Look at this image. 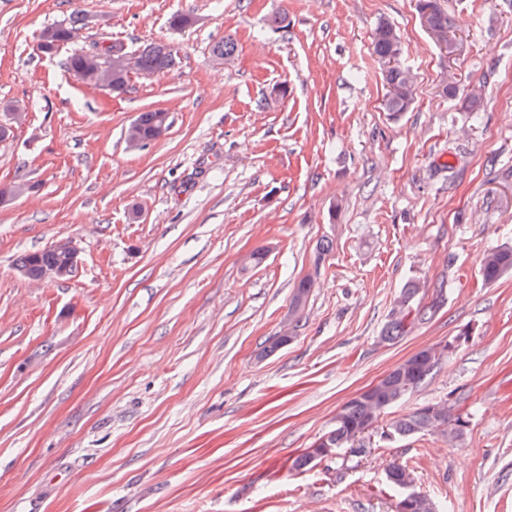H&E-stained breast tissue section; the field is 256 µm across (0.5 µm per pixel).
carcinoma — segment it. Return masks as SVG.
I'll use <instances>...</instances> for the list:
<instances>
[{"mask_svg": "<svg viewBox=\"0 0 512 512\" xmlns=\"http://www.w3.org/2000/svg\"><path fill=\"white\" fill-rule=\"evenodd\" d=\"M431 7L430 22L433 32L430 33L432 41L441 38L448 39L453 32L454 22L443 10L437 0L429 2ZM87 25V19L80 13H75L67 24L45 28L40 37L57 42L61 45L74 41L78 31ZM372 47L374 54L386 64L384 80L387 85L385 108L394 117L407 111L414 94V77L407 69L399 64H390L393 57L400 55L401 45L399 36L394 27L381 21L372 34ZM114 46H96L88 51H80L69 57L65 68L82 81L94 86L111 90L121 94L129 86L131 75L119 73L110 76L104 72H97L102 56L109 54ZM236 43L233 38L226 37L216 43L212 54L216 58L230 59L235 56ZM177 53L169 45L162 42H150L137 50L139 64L155 73H163L171 69L176 62ZM134 128L148 138H159L169 128L168 113L163 111H149L140 113L133 121ZM65 255L55 247L42 249L22 255L18 266L22 270L35 273L44 268H53L64 264ZM480 271L488 282L498 280L505 274L512 272V249L491 248L487 250L480 261ZM419 288L412 285L404 289L396 301L392 318L384 329L383 339L393 341L404 336L417 323L426 321L431 313L429 309H412L411 301L418 293ZM444 356L439 350L423 358L417 356L405 360L389 371L387 377L373 390L364 391L350 401L337 413L334 427L322 436L324 442L313 445L293 461V469L303 470L316 464L314 457L328 459L337 455L340 448H348L351 452L359 454L363 451L360 436L366 427L378 420L381 413L401 401L405 395L423 383L438 366ZM465 421L452 408L443 403H427L415 410L395 418L389 425L384 436L408 437L418 434L461 432ZM387 481L390 485L403 489L409 472L402 466L393 464L388 467Z\"/></svg>", "mask_w": 512, "mask_h": 512, "instance_id": "obj_1", "label": "carcinoma"}]
</instances>
